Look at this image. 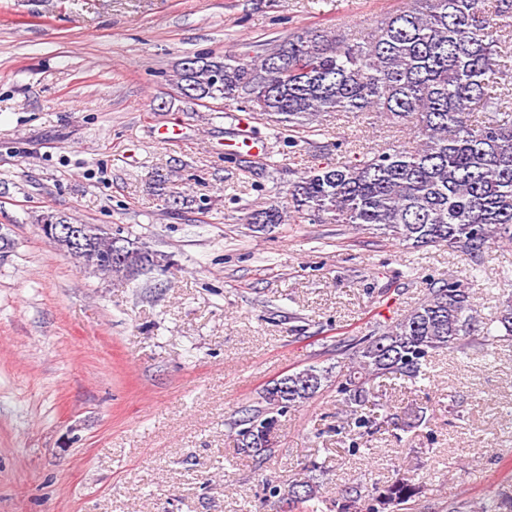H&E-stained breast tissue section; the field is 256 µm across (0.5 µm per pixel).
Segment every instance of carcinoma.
Instances as JSON below:
<instances>
[{
	"instance_id": "obj_1",
	"label": "carcinoma",
	"mask_w": 512,
	"mask_h": 512,
	"mask_svg": "<svg viewBox=\"0 0 512 512\" xmlns=\"http://www.w3.org/2000/svg\"><path fill=\"white\" fill-rule=\"evenodd\" d=\"M496 17L512 19V0H408L359 37L306 27L263 56L196 53L181 62L176 86L189 100L235 102L296 134L323 135L325 118L342 113L377 112L406 128L412 146L311 167L289 184L288 205L254 209L245 221L272 227L290 212L300 223L350 224L410 248L446 246L466 257L473 278L490 249L512 243V122L499 119L500 103L488 93L501 69ZM475 112L482 113L477 124ZM89 231L100 277L130 279L164 262L118 232ZM118 238L126 243L124 262L112 257ZM475 336L494 365L498 343L512 340V295L483 318L465 279L450 274L439 286L429 283L402 318L351 340L341 351L346 371L336 379L349 431L368 442L371 407L400 426L376 380L424 390L432 359L465 352ZM330 378L331 370L309 365L270 381L258 405L232 422L238 450L260 462L274 455L280 417L315 397ZM419 494L403 473L375 488L365 512H399ZM288 504L324 512L327 500L308 479L289 486Z\"/></svg>"
}]
</instances>
